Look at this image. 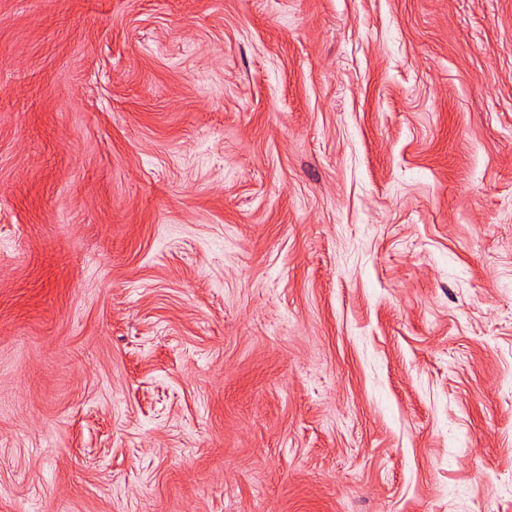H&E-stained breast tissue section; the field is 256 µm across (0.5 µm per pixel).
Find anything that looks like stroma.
<instances>
[{"mask_svg": "<svg viewBox=\"0 0 512 512\" xmlns=\"http://www.w3.org/2000/svg\"><path fill=\"white\" fill-rule=\"evenodd\" d=\"M0 512H512V0H0Z\"/></svg>", "mask_w": 512, "mask_h": 512, "instance_id": "1", "label": "stroma"}]
</instances>
